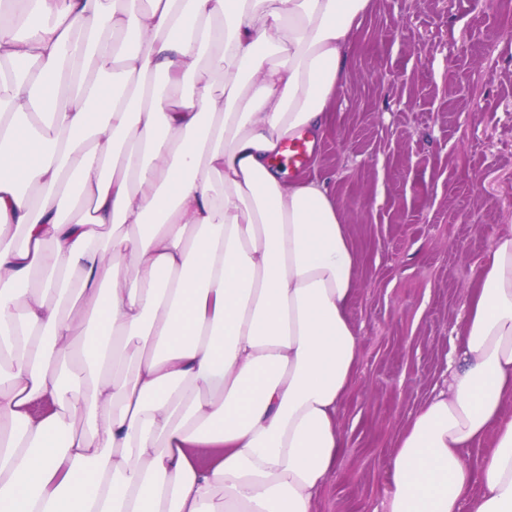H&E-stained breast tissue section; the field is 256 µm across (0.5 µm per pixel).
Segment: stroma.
Instances as JSON below:
<instances>
[{"label":"stroma","instance_id":"obj_1","mask_svg":"<svg viewBox=\"0 0 512 512\" xmlns=\"http://www.w3.org/2000/svg\"><path fill=\"white\" fill-rule=\"evenodd\" d=\"M302 180L362 256L346 448L314 512H380L400 436L448 378L477 270L512 225V0H371Z\"/></svg>","mask_w":512,"mask_h":512}]
</instances>
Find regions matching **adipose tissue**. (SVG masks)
Segmentation results:
<instances>
[{
  "mask_svg": "<svg viewBox=\"0 0 512 512\" xmlns=\"http://www.w3.org/2000/svg\"><path fill=\"white\" fill-rule=\"evenodd\" d=\"M131 2L0 15V232L22 231L0 236V512H312L345 446L360 255L325 179L273 160L327 129L370 0ZM467 302L384 512H512V227Z\"/></svg>",
  "mask_w": 512,
  "mask_h": 512,
  "instance_id": "adipose-tissue-1",
  "label": "adipose tissue"
}]
</instances>
